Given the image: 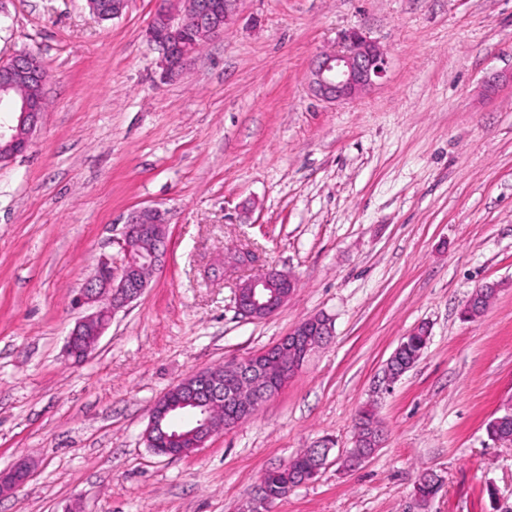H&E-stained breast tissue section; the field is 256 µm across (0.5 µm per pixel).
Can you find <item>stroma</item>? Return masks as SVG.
Returning <instances> with one entry per match:
<instances>
[{
    "mask_svg": "<svg viewBox=\"0 0 512 512\" xmlns=\"http://www.w3.org/2000/svg\"><path fill=\"white\" fill-rule=\"evenodd\" d=\"M158 3L102 21L86 0H0V60L32 50L47 73L40 127L0 163V472L34 465L0 512H251L262 474L324 439L318 475L271 512H512V445L485 430L512 398V86L484 91L512 73V0H240L174 80L145 39ZM352 29L387 75L323 102L310 62ZM143 207L168 215L165 262L71 363V299ZM236 248L254 264L217 274ZM272 265L294 293L243 318L237 285ZM314 315L333 337L253 417L188 457L147 448L168 389ZM423 323V355L384 387ZM366 409L385 440L348 471Z\"/></svg>",
    "mask_w": 512,
    "mask_h": 512,
    "instance_id": "1",
    "label": "stroma"
}]
</instances>
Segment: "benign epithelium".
I'll return each mask as SVG.
<instances>
[{
	"mask_svg": "<svg viewBox=\"0 0 512 512\" xmlns=\"http://www.w3.org/2000/svg\"><path fill=\"white\" fill-rule=\"evenodd\" d=\"M240 0H188L184 9L160 6L145 31L146 39L161 54L167 79L181 75L198 49V41L211 40L237 19ZM385 52L359 31L343 36L342 45L322 52L310 63L309 85L315 96L329 103L356 99L371 90L386 74ZM45 72L40 57L19 52L0 62V107L8 106L15 119L0 122V162L24 152L45 112ZM123 260L100 259L93 275L74 298L77 307L90 313L81 317L66 341L67 355L80 363L96 350L114 314L137 300L146 290L149 275L164 263L167 252V218L155 207L135 209L127 216L119 241ZM253 254L235 250L224 254L227 267L252 263ZM294 277L275 267L240 283L235 304L248 320L276 314L294 293ZM332 336L323 316L309 317L260 354L226 366L218 375L212 369L185 378L153 404L144 436L162 447L170 458L190 456L206 446L221 429L239 423V415L254 414L258 406L282 389V382L298 372L305 358ZM31 462L19 459L0 473V495L25 484Z\"/></svg>",
	"mask_w": 512,
	"mask_h": 512,
	"instance_id": "1",
	"label": "benign epithelium"
}]
</instances>
